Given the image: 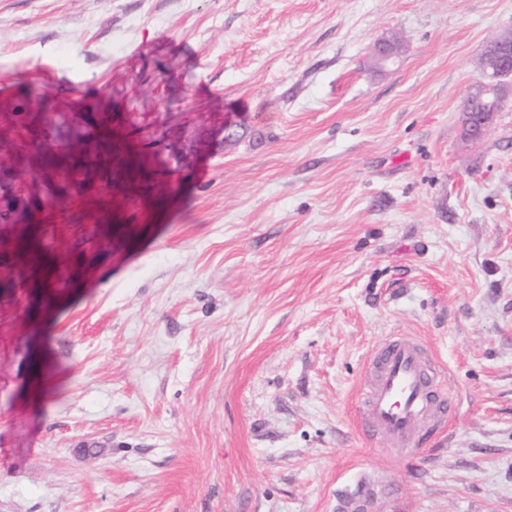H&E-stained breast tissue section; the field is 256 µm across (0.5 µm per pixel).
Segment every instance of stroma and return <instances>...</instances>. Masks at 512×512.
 I'll list each match as a JSON object with an SVG mask.
<instances>
[{"mask_svg":"<svg viewBox=\"0 0 512 512\" xmlns=\"http://www.w3.org/2000/svg\"><path fill=\"white\" fill-rule=\"evenodd\" d=\"M512 0H0L15 112L105 99L112 176L0 225V512H512V93L476 60ZM398 68L369 69L382 35ZM148 113L172 148L121 146ZM239 126L225 142L218 125ZM416 336L456 412L366 441L375 347Z\"/></svg>","mask_w":512,"mask_h":512,"instance_id":"1","label":"stroma"}]
</instances>
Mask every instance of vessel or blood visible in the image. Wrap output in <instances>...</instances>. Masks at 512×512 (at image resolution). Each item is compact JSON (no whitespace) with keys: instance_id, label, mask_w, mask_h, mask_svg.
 <instances>
[{"instance_id":"b4317fda","label":"vessel or blood","mask_w":512,"mask_h":512,"mask_svg":"<svg viewBox=\"0 0 512 512\" xmlns=\"http://www.w3.org/2000/svg\"><path fill=\"white\" fill-rule=\"evenodd\" d=\"M437 370L423 344L411 337L386 341L374 354L362 401L366 429L386 433L393 445L413 448L422 424L447 421L453 407L440 398Z\"/></svg>"}]
</instances>
